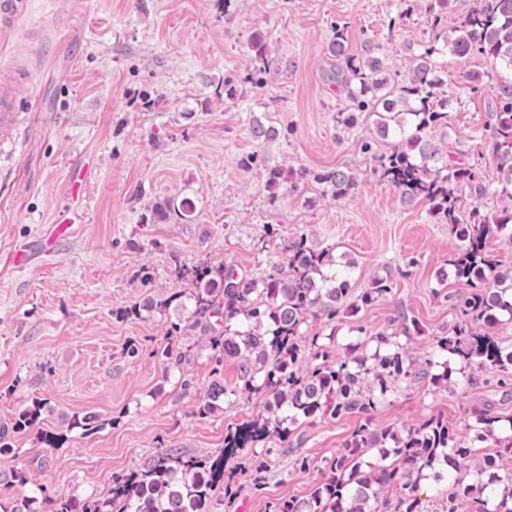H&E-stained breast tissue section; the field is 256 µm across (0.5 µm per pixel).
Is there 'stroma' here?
<instances>
[{
  "label": "stroma",
  "instance_id": "35a3bbf8",
  "mask_svg": "<svg viewBox=\"0 0 512 512\" xmlns=\"http://www.w3.org/2000/svg\"><path fill=\"white\" fill-rule=\"evenodd\" d=\"M337 27L352 54L378 56L400 75L434 38L427 14L407 0H28L0 41V66L30 74L21 98L31 107L0 149V424L41 399L42 429L71 433L60 448L43 447L31 432L16 435L13 452L0 457V491L104 498L114 477L159 452L219 455L228 429L263 412V397L242 391L222 412L198 415L214 374L235 386L238 364L213 367L198 353L196 332L169 336L178 310L117 317L145 297L190 291L178 265L204 257L259 273L275 260L277 243L303 234L339 261H354L357 289L383 269L395 273L384 299L333 323L309 321L308 335L326 336L334 356L383 329L408 331L423 354L453 325L448 298L459 287L438 284L436 274L455 236L426 204L403 202L374 175L360 149L372 123L348 133L336 123L347 104L330 79L327 47ZM258 33L280 64L259 90L243 80ZM437 61L454 97L448 144L492 180L488 98L463 89L490 64L447 52ZM228 80L232 98L224 95ZM256 120L276 131L261 146L250 134ZM272 167L288 175L274 199L265 188ZM336 167L357 174L354 196L334 199L313 181ZM81 173L75 199L71 183ZM169 197L191 199L193 219L154 221L155 203ZM70 206L83 223L43 246V229ZM17 249L30 255L19 269L7 262ZM170 345L186 355L173 369L163 357ZM476 410L512 414V390L456 378L445 386L427 377L401 382L372 414L319 418L299 426L288 445L240 450L226 465L235 494L216 491L214 512H269L306 496L362 424L400 428L437 416L462 433ZM88 414L97 418L92 434L71 428ZM300 455L307 469L295 466ZM18 470L28 484L15 481Z\"/></svg>",
  "mask_w": 512,
  "mask_h": 512
}]
</instances>
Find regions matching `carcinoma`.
<instances>
[{"mask_svg": "<svg viewBox=\"0 0 512 512\" xmlns=\"http://www.w3.org/2000/svg\"><path fill=\"white\" fill-rule=\"evenodd\" d=\"M420 2L431 18L435 39L415 56L407 77H391L377 56L350 54L339 28L328 54L336 61L330 78L348 99L347 107L337 113V123L352 130L363 116L375 117L361 150L403 199L427 203L458 240L448 267L437 274L439 283L451 277L462 287L450 305L456 322L437 337L434 350L416 358L400 334L381 330L348 348L345 357L334 359L314 336L310 346L322 364L301 371L302 326L309 319L331 322L346 310L386 297L394 286L386 271L355 293L354 262L337 261L333 251L315 247L303 235L281 243V261L258 277L206 258L181 265L177 276L192 284V292L177 291L162 300L148 297L118 314L138 316L173 306L187 311V317L171 323L170 333L198 329L199 348L209 361L219 366L226 359L236 360L242 390L265 398L266 414L229 430L220 455L186 458L162 453L144 468L112 479L104 499H0V512H213L214 489L221 485L225 495L232 493L225 459L260 441L288 444L291 424L310 423L326 414L368 415L394 392L397 382L436 368L442 369L434 375L436 381L448 382L457 373L466 385L478 384L480 379L467 373L472 369L500 387L512 386V348L489 331L500 317H512V268H501L485 250L489 237L512 229V206L491 212L476 207L467 215L461 211L463 192L483 198L489 189L474 168L448 163L450 96L436 62L444 47L457 56L480 55L489 61L490 70L468 76L466 88L471 94L493 89L488 112L499 173L496 192L512 201V0H480L451 30L444 28L449 0ZM251 50L245 80L262 85L264 80L254 76L270 72L274 61L268 58L261 35L253 36ZM314 181L337 199L353 194L359 184L355 172L341 167L314 175ZM284 182L282 169H271L266 180L269 195L277 197ZM193 210L188 198H168L154 206L159 220L172 214L189 220ZM479 321L486 329L474 327ZM237 393L216 377L197 413L212 415ZM44 406L36 401L0 425L1 456L12 452L15 435L39 429ZM473 415L476 437L467 441L436 416L402 429L371 430L362 425L307 498L279 503L275 512H423L419 490L430 479L448 482L444 512H512V473H497L512 459V416L481 410ZM480 443L495 453L483 456L477 478L468 479L462 471L469 469Z\"/></svg>", "mask_w": 512, "mask_h": 512, "instance_id": "cac0c4a2", "label": "carcinoma"}]
</instances>
